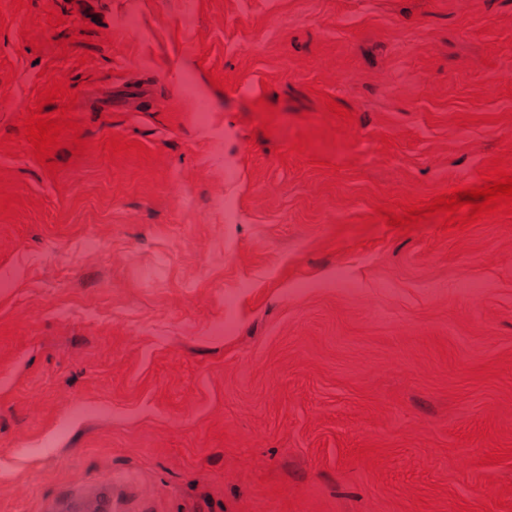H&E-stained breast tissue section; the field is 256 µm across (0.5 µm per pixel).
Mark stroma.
<instances>
[{
    "label": "stroma",
    "instance_id": "35a3bbf8",
    "mask_svg": "<svg viewBox=\"0 0 512 512\" xmlns=\"http://www.w3.org/2000/svg\"><path fill=\"white\" fill-rule=\"evenodd\" d=\"M14 3L0 142L54 79L154 156L0 151V512H512V219L350 226L512 148V0Z\"/></svg>",
    "mask_w": 512,
    "mask_h": 512
}]
</instances>
